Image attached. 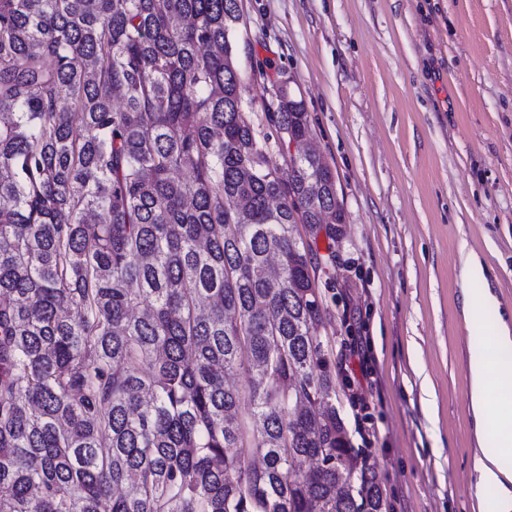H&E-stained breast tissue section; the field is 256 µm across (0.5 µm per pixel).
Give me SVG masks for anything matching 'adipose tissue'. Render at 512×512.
<instances>
[{"label":"adipose tissue","mask_w":512,"mask_h":512,"mask_svg":"<svg viewBox=\"0 0 512 512\" xmlns=\"http://www.w3.org/2000/svg\"><path fill=\"white\" fill-rule=\"evenodd\" d=\"M463 278L468 334L481 342L468 359L470 404L478 442L476 495L492 497L494 512H512V331L499 323L488 326L479 316V307L496 303L488 290L481 302L472 298L470 283L486 279L481 263L464 258Z\"/></svg>","instance_id":"adipose-tissue-1"}]
</instances>
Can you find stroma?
Instances as JSON below:
<instances>
[{
    "label": "stroma",
    "instance_id": "obj_1",
    "mask_svg": "<svg viewBox=\"0 0 512 512\" xmlns=\"http://www.w3.org/2000/svg\"><path fill=\"white\" fill-rule=\"evenodd\" d=\"M235 62L259 136L288 78L346 222L319 240L333 401L390 512L478 500L461 260L512 329V0H240ZM367 362L348 357L352 342ZM363 387L357 403L352 391Z\"/></svg>",
    "mask_w": 512,
    "mask_h": 512
}]
</instances>
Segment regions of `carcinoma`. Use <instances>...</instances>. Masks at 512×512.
<instances>
[{"mask_svg":"<svg viewBox=\"0 0 512 512\" xmlns=\"http://www.w3.org/2000/svg\"><path fill=\"white\" fill-rule=\"evenodd\" d=\"M241 20L0 0V512H388L315 332L336 177L282 80L305 149L285 177L258 140Z\"/></svg>","mask_w":512,"mask_h":512,"instance_id":"carcinoma-1","label":"carcinoma"}]
</instances>
